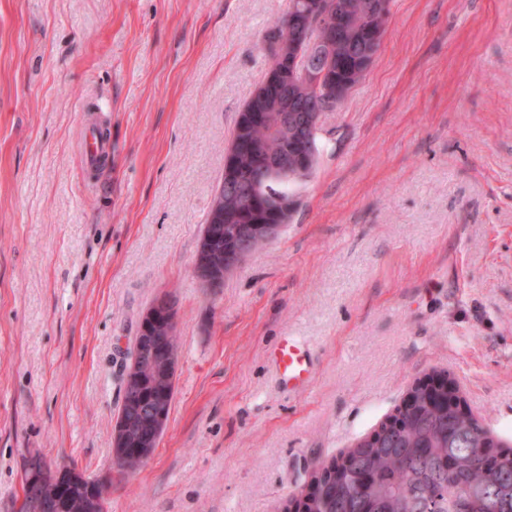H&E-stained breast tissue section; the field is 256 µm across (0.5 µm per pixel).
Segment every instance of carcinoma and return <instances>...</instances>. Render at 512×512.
Masks as SVG:
<instances>
[{
    "label": "carcinoma",
    "mask_w": 512,
    "mask_h": 512,
    "mask_svg": "<svg viewBox=\"0 0 512 512\" xmlns=\"http://www.w3.org/2000/svg\"><path fill=\"white\" fill-rule=\"evenodd\" d=\"M320 0H289L287 14L266 34L271 63L267 74L238 113L231 145L224 160L232 161L238 178H222L212 206L224 214V236L215 241L220 261L228 257L243 262L261 250L267 238L251 233L253 224H289L300 207L301 186L314 173L321 152L319 129L302 120L284 127L279 119L285 112L299 116L329 112L335 103L323 101L321 90L291 79L281 59L298 51L308 52V62L327 69L326 77L347 90L365 77L350 69V61L367 49L359 30L370 0H328L353 24L341 44L332 52L308 49L316 38L312 29L290 23L296 12L309 11ZM288 159L298 170L294 177L270 181L267 161ZM267 186L272 194L290 202L286 214L272 211L269 200L253 192L254 185ZM171 329L159 326L150 335L136 338L141 368L139 378L121 377L124 399L119 411L128 425L129 447L153 433L148 409L153 398L155 366L151 346L177 342ZM394 425L373 438L333 458L312 474L306 489L313 498L306 512H512V460L497 461L473 452L487 431L473 414H461L442 404L421 399L410 412L391 415ZM64 492L73 502L68 512H82L81 503L92 494L84 486L66 484Z\"/></svg>",
    "instance_id": "1"
}]
</instances>
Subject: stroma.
Here are the masks:
<instances>
[{
  "mask_svg": "<svg viewBox=\"0 0 512 512\" xmlns=\"http://www.w3.org/2000/svg\"><path fill=\"white\" fill-rule=\"evenodd\" d=\"M288 0H0V512L32 454L108 474L121 372L170 299L175 395L108 512H281L447 374L512 450V0H392L322 113L291 224L193 273L237 112ZM110 152L83 153L87 130ZM313 348L291 391L267 351Z\"/></svg>",
  "mask_w": 512,
  "mask_h": 512,
  "instance_id": "stroma-1",
  "label": "stroma"
}]
</instances>
